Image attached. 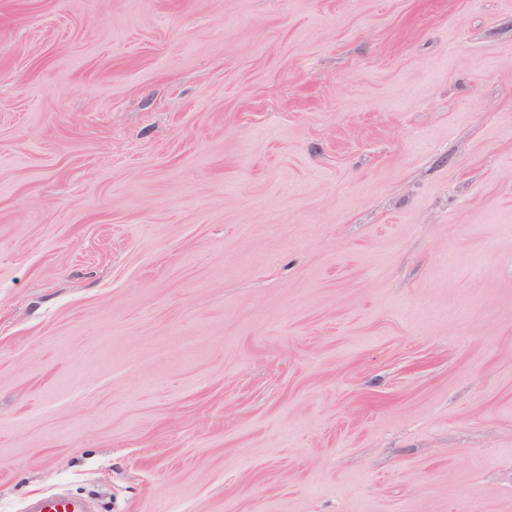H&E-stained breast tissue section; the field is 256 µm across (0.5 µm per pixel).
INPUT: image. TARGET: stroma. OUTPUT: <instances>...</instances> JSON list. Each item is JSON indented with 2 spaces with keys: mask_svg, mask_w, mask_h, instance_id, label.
Here are the masks:
<instances>
[{
  "mask_svg": "<svg viewBox=\"0 0 512 512\" xmlns=\"http://www.w3.org/2000/svg\"><path fill=\"white\" fill-rule=\"evenodd\" d=\"M512 512V0H0V512ZM33 512H85V504L76 499L43 496L36 500Z\"/></svg>",
  "mask_w": 512,
  "mask_h": 512,
  "instance_id": "35a3bbf8",
  "label": "stroma"
}]
</instances>
